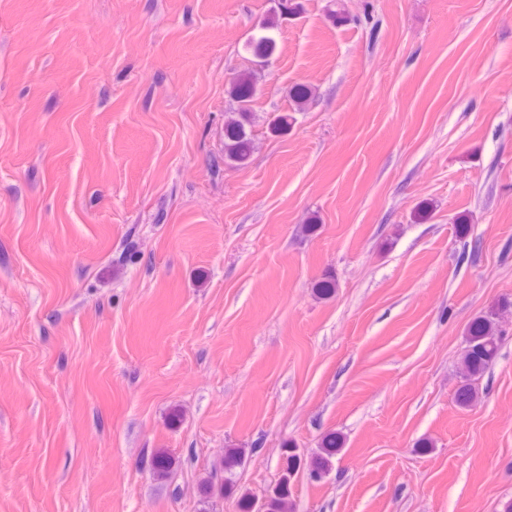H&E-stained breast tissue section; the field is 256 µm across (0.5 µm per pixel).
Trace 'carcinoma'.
Listing matches in <instances>:
<instances>
[{"instance_id": "cac0c4a2", "label": "carcinoma", "mask_w": 512, "mask_h": 512, "mask_svg": "<svg viewBox=\"0 0 512 512\" xmlns=\"http://www.w3.org/2000/svg\"><path fill=\"white\" fill-rule=\"evenodd\" d=\"M277 23L270 18L265 21L262 33L254 36L247 44L250 55L268 61L276 55L277 40L271 34ZM228 97L232 108L224 121V162L235 167L248 164L253 153V131L251 128L254 107L260 97L259 83L253 70L244 67L233 73L228 82ZM313 96V90L304 83H295L288 89V98L294 111L304 109ZM500 328L499 312L491 311L474 318L466 332L465 346L461 352L462 383L455 390L457 406L468 409L475 406L479 399L478 382L496 361L499 351ZM344 438L330 431L321 438L317 451L309 454L295 442L285 443L283 462L276 484L263 496V512H290L291 486L298 474L304 470L318 478L332 469L333 459L343 448ZM244 451L228 446L224 449L223 470L232 472L240 465ZM172 461L163 452H158L152 459V473L158 478L166 477ZM232 491V486L225 483L218 473L211 474L201 484L202 503H207L215 495L224 496ZM256 497L244 495L238 499L239 512H257L260 507Z\"/></svg>"}]
</instances>
